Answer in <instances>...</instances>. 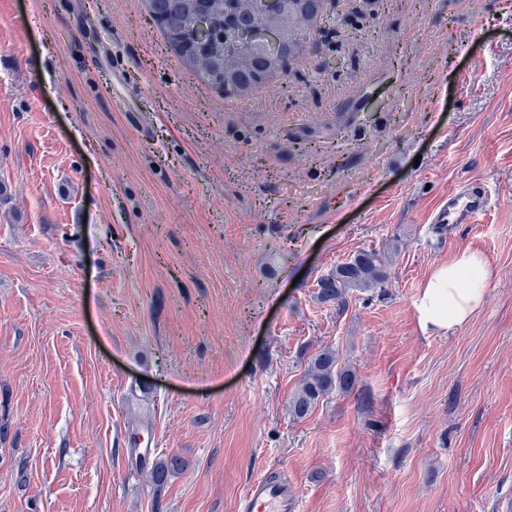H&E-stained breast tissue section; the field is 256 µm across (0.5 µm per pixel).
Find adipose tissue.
Masks as SVG:
<instances>
[{
	"mask_svg": "<svg viewBox=\"0 0 512 512\" xmlns=\"http://www.w3.org/2000/svg\"><path fill=\"white\" fill-rule=\"evenodd\" d=\"M487 270L476 254L462 252L431 274L414 301L423 331L452 333L480 308Z\"/></svg>",
	"mask_w": 512,
	"mask_h": 512,
	"instance_id": "obj_1",
	"label": "adipose tissue"
}]
</instances>
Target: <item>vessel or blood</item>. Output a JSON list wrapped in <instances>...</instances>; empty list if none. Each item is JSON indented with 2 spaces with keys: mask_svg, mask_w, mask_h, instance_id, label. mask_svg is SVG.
<instances>
[{
  "mask_svg": "<svg viewBox=\"0 0 512 512\" xmlns=\"http://www.w3.org/2000/svg\"><path fill=\"white\" fill-rule=\"evenodd\" d=\"M491 194L474 184L449 193L433 215L436 224H475L490 205ZM236 512H298V495L287 472L279 466L252 479L239 497Z\"/></svg>",
  "mask_w": 512,
  "mask_h": 512,
  "instance_id": "b4317fda",
  "label": "vessel or blood"
}]
</instances>
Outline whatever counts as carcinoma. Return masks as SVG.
<instances>
[{"label":"carcinoma","mask_w":512,"mask_h":512,"mask_svg":"<svg viewBox=\"0 0 512 512\" xmlns=\"http://www.w3.org/2000/svg\"><path fill=\"white\" fill-rule=\"evenodd\" d=\"M146 11L161 31L171 50L199 81L226 98L258 87L256 73L271 72L270 79L288 73L289 62L301 52L304 43L324 19L323 3L291 0L288 10L272 17L261 0H144ZM202 15L214 19L209 42L201 46L192 38V30ZM274 23L280 29L284 50L279 59L268 65L259 50L236 45L232 32L236 26H263ZM386 257L377 250H361L349 261L336 265L335 271L318 281L320 300L346 304L352 291L375 288L386 278ZM355 385L354 374L339 366V352L331 346L320 349L311 358L307 371L295 391L290 413L304 418L321 397L338 389L350 392ZM186 461L179 455L156 459L153 476L156 485L184 471Z\"/></svg>","instance_id":"carcinoma-1"}]
</instances>
